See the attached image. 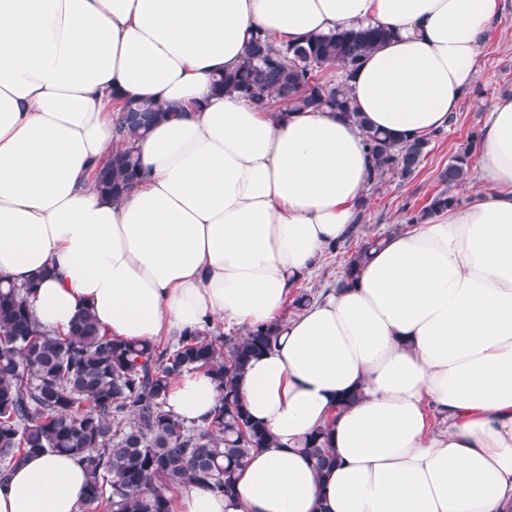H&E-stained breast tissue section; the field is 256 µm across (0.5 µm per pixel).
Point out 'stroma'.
Returning a JSON list of instances; mask_svg holds the SVG:
<instances>
[{
  "mask_svg": "<svg viewBox=\"0 0 512 512\" xmlns=\"http://www.w3.org/2000/svg\"><path fill=\"white\" fill-rule=\"evenodd\" d=\"M479 79L474 82L459 112L447 128L433 137L430 153L411 179L390 178L367 189L370 207L362 227L366 235L380 236L404 223L406 207H420L439 189L437 175L470 132L482 131L493 102L512 96V0H505L497 24L485 36L478 60Z\"/></svg>",
  "mask_w": 512,
  "mask_h": 512,
  "instance_id": "obj_1",
  "label": "stroma"
}]
</instances>
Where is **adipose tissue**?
<instances>
[{
    "mask_svg": "<svg viewBox=\"0 0 512 512\" xmlns=\"http://www.w3.org/2000/svg\"><path fill=\"white\" fill-rule=\"evenodd\" d=\"M502 0H0V277L38 281L41 330L90 310L149 343L224 323L275 325L238 394L274 445L238 468L233 499L193 486L173 512H512V98L480 140L466 206L388 235L340 290L281 315L345 239L372 158L354 121L281 114L211 81L252 33L290 42L383 27L348 82L375 129L447 127L478 76ZM168 110L133 140L140 179L119 200L93 169L125 101ZM355 402L340 405L345 395ZM213 377L183 374L166 408L203 423ZM331 430L318 478L300 446ZM87 472L45 453L0 481V512H81Z\"/></svg>",
    "mask_w": 512,
    "mask_h": 512,
    "instance_id": "obj_1",
    "label": "adipose tissue"
}]
</instances>
